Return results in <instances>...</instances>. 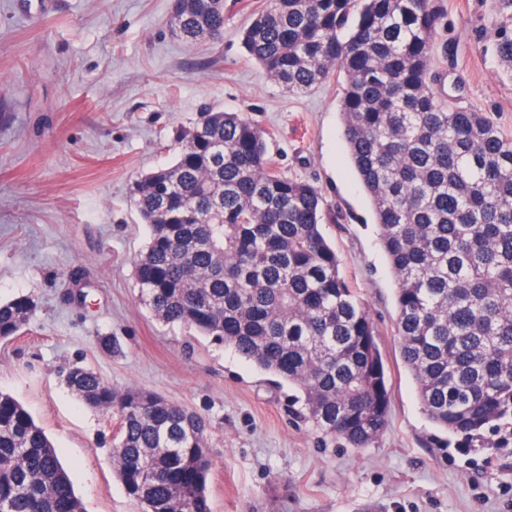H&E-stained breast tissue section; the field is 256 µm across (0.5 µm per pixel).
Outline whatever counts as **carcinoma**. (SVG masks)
<instances>
[{
  "label": "carcinoma",
  "mask_w": 512,
  "mask_h": 512,
  "mask_svg": "<svg viewBox=\"0 0 512 512\" xmlns=\"http://www.w3.org/2000/svg\"><path fill=\"white\" fill-rule=\"evenodd\" d=\"M493 51L512 70V0H496ZM445 0H270L246 53L291 95L343 72V138L394 274L396 333L427 419L468 447L512 439V138L432 88ZM187 43L224 32V0H176ZM268 133L206 109L174 138L176 160L132 186L149 229L134 264L156 320L213 337L294 386L306 419L352 448L388 424L377 331L340 275L316 186L285 173ZM36 309L0 302V339ZM115 416L113 469L142 512H211L206 421L157 393L65 377ZM0 512H84L46 434L0 391Z\"/></svg>",
  "instance_id": "1"
}]
</instances>
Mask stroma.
Listing matches in <instances>:
<instances>
[{
    "label": "stroma",
    "instance_id": "stroma-1",
    "mask_svg": "<svg viewBox=\"0 0 512 512\" xmlns=\"http://www.w3.org/2000/svg\"><path fill=\"white\" fill-rule=\"evenodd\" d=\"M175 2L0 0V301L37 303L0 340V390L44 429L85 512L140 508L113 470L119 423L71 393L72 367L206 420L212 512H512V447L429 444L434 429L400 358L395 279L342 137V73L288 94L241 43L267 0H225L222 39L195 45L169 28ZM447 4L433 69L447 94L512 137V73L492 51L495 0ZM208 108L270 132L283 170L318 186L339 218L324 232L393 388L370 447L325 437L299 418L291 387L220 342L163 325L139 298L134 261L148 230L129 189L173 160L176 131Z\"/></svg>",
    "mask_w": 512,
    "mask_h": 512
}]
</instances>
